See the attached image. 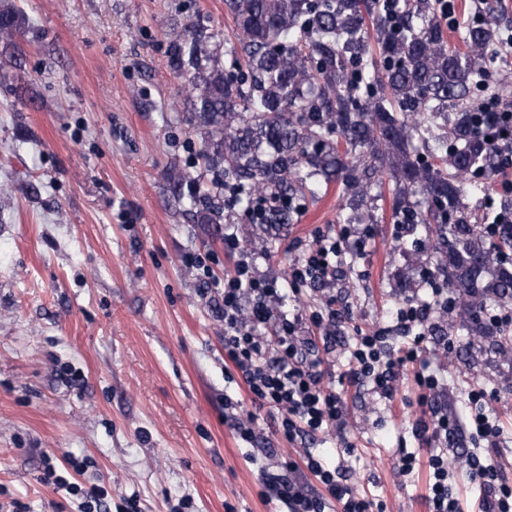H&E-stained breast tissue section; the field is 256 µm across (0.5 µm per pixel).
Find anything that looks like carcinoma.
<instances>
[{
    "label": "carcinoma",
    "mask_w": 512,
    "mask_h": 512,
    "mask_svg": "<svg viewBox=\"0 0 512 512\" xmlns=\"http://www.w3.org/2000/svg\"><path fill=\"white\" fill-rule=\"evenodd\" d=\"M236 40L193 25L169 44V64L193 93L199 157L211 175H169L188 188L200 224L224 223V185L249 211L267 203L264 224H293V199L336 183L340 224L391 185L402 223L435 237L430 275L463 296L462 322L479 335L488 304L512 301V222L493 223L468 200L491 187L512 154L500 138L503 112L477 93L508 94L507 76L490 85L486 61L498 54L499 27H461L450 42L433 0H224ZM22 14L0 11V40L24 32ZM234 70L219 66V52Z\"/></svg>",
    "instance_id": "carcinoma-1"
}]
</instances>
